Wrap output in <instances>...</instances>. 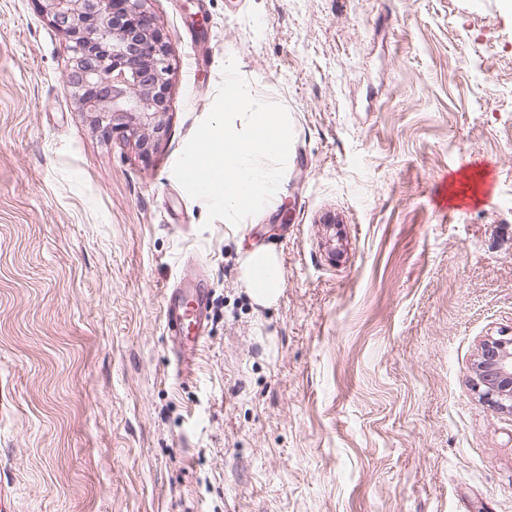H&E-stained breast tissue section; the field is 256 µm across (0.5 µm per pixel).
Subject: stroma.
<instances>
[{
  "mask_svg": "<svg viewBox=\"0 0 512 512\" xmlns=\"http://www.w3.org/2000/svg\"><path fill=\"white\" fill-rule=\"evenodd\" d=\"M503 0H149L171 47L142 155L78 111L65 35L0 0V495L11 512H512V411L475 388L512 331ZM206 44L208 72L193 74ZM235 58L294 139L235 231L172 170ZM282 259L278 302L239 250ZM203 275L191 376L162 301ZM239 285L261 307L272 306L284 288L279 254L267 247H248L239 259Z\"/></svg>",
  "mask_w": 512,
  "mask_h": 512,
  "instance_id": "35a3bbf8",
  "label": "stroma"
}]
</instances>
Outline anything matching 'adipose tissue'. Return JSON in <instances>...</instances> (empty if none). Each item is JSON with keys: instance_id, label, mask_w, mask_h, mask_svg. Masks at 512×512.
Instances as JSON below:
<instances>
[{"instance_id": "1", "label": "adipose tissue", "mask_w": 512, "mask_h": 512, "mask_svg": "<svg viewBox=\"0 0 512 512\" xmlns=\"http://www.w3.org/2000/svg\"><path fill=\"white\" fill-rule=\"evenodd\" d=\"M238 281L254 302L262 307L272 306L284 286L279 254L269 248H247L239 259Z\"/></svg>"}]
</instances>
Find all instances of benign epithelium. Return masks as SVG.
Returning a JSON list of instances; mask_svg holds the SVG:
<instances>
[{"label": "benign epithelium", "mask_w": 512, "mask_h": 512, "mask_svg": "<svg viewBox=\"0 0 512 512\" xmlns=\"http://www.w3.org/2000/svg\"><path fill=\"white\" fill-rule=\"evenodd\" d=\"M68 39L67 80L80 109L106 132L135 141L141 154L166 134L170 45L147 0H44ZM477 388L493 407L512 410V336L484 343Z\"/></svg>", "instance_id": "7a95c632"}]
</instances>
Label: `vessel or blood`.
<instances>
[{"instance_id":"vessel-or-blood-1","label":"vessel or blood","mask_w":512,"mask_h":512,"mask_svg":"<svg viewBox=\"0 0 512 512\" xmlns=\"http://www.w3.org/2000/svg\"><path fill=\"white\" fill-rule=\"evenodd\" d=\"M209 322L208 290L201 283L182 280L167 295L163 332L179 368L192 365L204 343Z\"/></svg>"}]
</instances>
